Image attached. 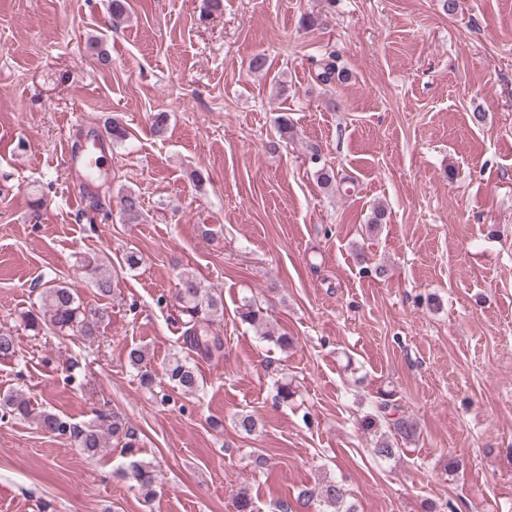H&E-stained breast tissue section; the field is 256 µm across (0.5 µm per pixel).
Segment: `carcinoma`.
I'll return each mask as SVG.
<instances>
[{
  "label": "carcinoma",
  "instance_id": "obj_1",
  "mask_svg": "<svg viewBox=\"0 0 512 512\" xmlns=\"http://www.w3.org/2000/svg\"><path fill=\"white\" fill-rule=\"evenodd\" d=\"M316 79L324 84L334 80L345 82L347 72L337 65L335 53L330 52L317 66ZM120 213L129 223H137L141 217V205L137 196L127 192L119 196ZM179 312L185 317L183 343L185 349L212 358L224 349V340L212 335L211 324L224 313L222 298L208 294L201 288L196 277L186 271L178 277ZM105 317L104 312L86 311L80 299L78 289L70 283L47 285L40 293V306L24 315L25 327L40 333L49 330L61 336L79 334L91 338L99 333V325ZM241 319L260 330V336L274 342L282 349L291 345L286 336H276L274 332L263 329L265 317L256 303L246 301L241 306ZM18 357L16 337L7 330L0 329V360ZM128 363L138 371L140 383L146 389L154 387L152 370L147 368L146 353L141 348L129 350ZM164 374L172 387L190 395L198 389L199 379L194 366L187 359L175 356L168 360ZM0 411L13 417L32 418L37 427L51 435L66 436L76 448L89 460L99 458L112 445L121 444L123 451L130 454L123 477L134 483L145 499L155 495L157 482L156 466L153 462L139 457L136 434L125 426L119 416L101 410L95 419L85 425L68 422L58 414L48 410L34 411L29 400L15 390L0 396ZM376 413L385 422L386 431L374 445L375 455L391 459L404 453L403 446L418 437L417 424L400 409L382 400L376 405ZM317 497L322 504L320 512H355L345 505L344 490L334 480L321 484Z\"/></svg>",
  "mask_w": 512,
  "mask_h": 512
}]
</instances>
